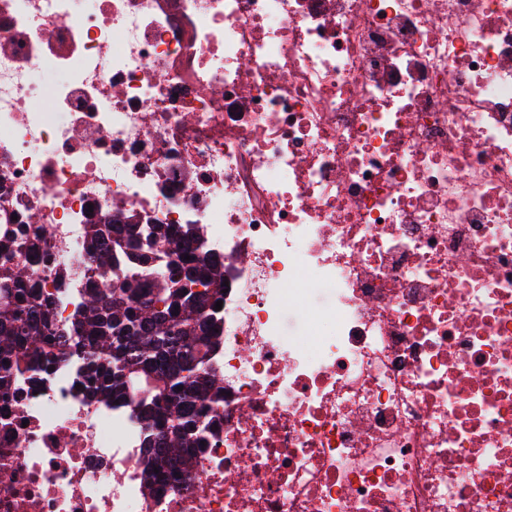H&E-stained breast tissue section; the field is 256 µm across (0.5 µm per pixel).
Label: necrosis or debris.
Masks as SVG:
<instances>
[{"mask_svg":"<svg viewBox=\"0 0 512 512\" xmlns=\"http://www.w3.org/2000/svg\"><path fill=\"white\" fill-rule=\"evenodd\" d=\"M116 219L224 261L173 477L73 345ZM34 224L0 512H512V0H0V257Z\"/></svg>","mask_w":512,"mask_h":512,"instance_id":"4bbe7bcc","label":"necrosis or debris"}]
</instances>
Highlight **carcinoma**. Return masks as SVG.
<instances>
[{"instance_id": "carcinoma-1", "label": "carcinoma", "mask_w": 512, "mask_h": 512, "mask_svg": "<svg viewBox=\"0 0 512 512\" xmlns=\"http://www.w3.org/2000/svg\"><path fill=\"white\" fill-rule=\"evenodd\" d=\"M113 242L138 250L143 263L161 247L175 243L179 258L166 272L116 281L111 250L98 236L91 243L94 283L85 298L79 332L94 350V369L112 383V397L133 408L146 422V447L158 472L174 473L179 449L201 444L211 412L214 378L207 359L215 304L224 299V277L214 274L217 260H199L193 240L161 232L154 224L112 225ZM44 272L36 265L15 273L0 269V367L23 373L20 355L28 348L54 345L49 323L33 289Z\"/></svg>"}]
</instances>
